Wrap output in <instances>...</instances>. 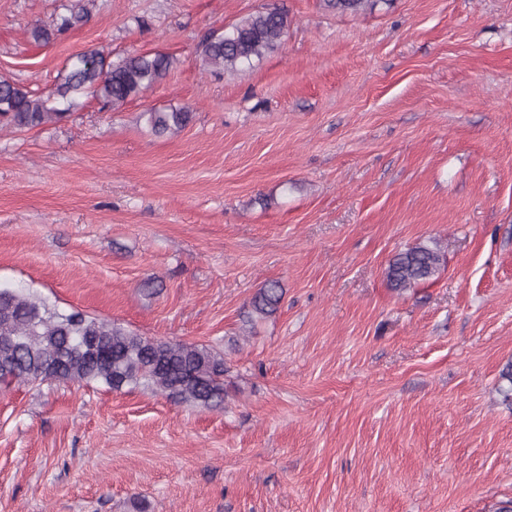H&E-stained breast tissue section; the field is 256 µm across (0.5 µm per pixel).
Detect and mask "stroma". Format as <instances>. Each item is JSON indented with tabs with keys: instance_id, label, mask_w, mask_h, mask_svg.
I'll return each mask as SVG.
<instances>
[{
	"instance_id": "1",
	"label": "stroma",
	"mask_w": 512,
	"mask_h": 512,
	"mask_svg": "<svg viewBox=\"0 0 512 512\" xmlns=\"http://www.w3.org/2000/svg\"><path fill=\"white\" fill-rule=\"evenodd\" d=\"M0 0V76L176 63L116 111L0 126V284L198 343L223 407L45 381L0 388V512H498L512 501V0ZM280 50L202 70L267 6ZM186 108L154 136L149 108ZM440 249L403 292L396 254ZM278 282L277 311L251 300ZM64 9L67 14H59L52 24L36 25L30 30L32 40L37 44L49 43L58 33L69 30L84 22L89 10L81 3L67 4ZM441 265L439 249L422 245L395 255L385 273L390 286L401 291L433 279L439 273Z\"/></svg>"
}]
</instances>
